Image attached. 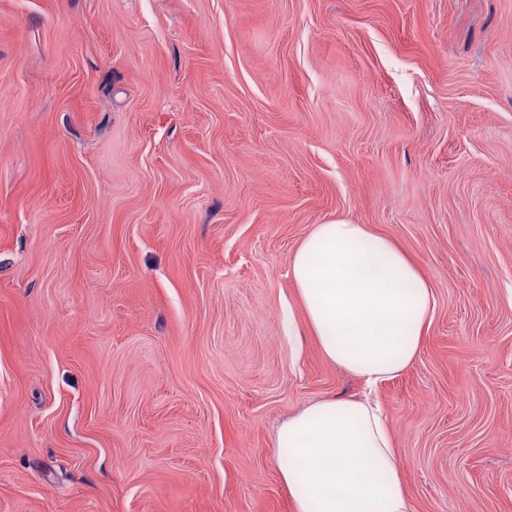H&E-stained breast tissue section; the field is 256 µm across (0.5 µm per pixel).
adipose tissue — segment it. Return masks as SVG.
Returning a JSON list of instances; mask_svg holds the SVG:
<instances>
[{
    "instance_id": "obj_1",
    "label": "adipose tissue",
    "mask_w": 512,
    "mask_h": 512,
    "mask_svg": "<svg viewBox=\"0 0 512 512\" xmlns=\"http://www.w3.org/2000/svg\"><path fill=\"white\" fill-rule=\"evenodd\" d=\"M290 275L324 355L371 385L416 358L435 317L427 278L365 224L314 225L291 257ZM275 448L297 512H412L376 406L326 398L284 422Z\"/></svg>"
}]
</instances>
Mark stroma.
<instances>
[{
	"label": "stroma",
	"instance_id": "35a3bbf8",
	"mask_svg": "<svg viewBox=\"0 0 512 512\" xmlns=\"http://www.w3.org/2000/svg\"><path fill=\"white\" fill-rule=\"evenodd\" d=\"M343 217L437 301L382 383L414 512H512V0H0V512H296L362 397L290 257Z\"/></svg>",
	"mask_w": 512,
	"mask_h": 512
}]
</instances>
